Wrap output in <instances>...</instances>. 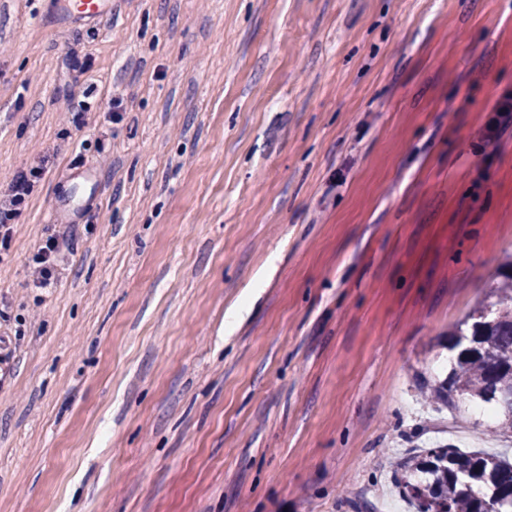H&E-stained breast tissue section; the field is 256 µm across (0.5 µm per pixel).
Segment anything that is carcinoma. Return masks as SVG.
I'll return each mask as SVG.
<instances>
[{
    "label": "carcinoma",
    "mask_w": 512,
    "mask_h": 512,
    "mask_svg": "<svg viewBox=\"0 0 512 512\" xmlns=\"http://www.w3.org/2000/svg\"><path fill=\"white\" fill-rule=\"evenodd\" d=\"M477 316L447 340L453 352L443 378L425 380L420 396L440 407L462 398L493 414L498 432L512 433V260ZM397 485L415 512H512V458L465 451L449 444L428 448L397 465Z\"/></svg>",
    "instance_id": "obj_1"
}]
</instances>
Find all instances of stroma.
Segmentation results:
<instances>
[{"mask_svg": "<svg viewBox=\"0 0 512 512\" xmlns=\"http://www.w3.org/2000/svg\"><path fill=\"white\" fill-rule=\"evenodd\" d=\"M506 93L512 0H0V195L49 158L0 254V512H409L432 438L512 448L414 399L512 256ZM490 112H494V116L485 125L484 137L487 141H494L506 127L512 126V95H502ZM68 265L64 237L48 235L29 262L32 284L35 288H54Z\"/></svg>", "mask_w": 512, "mask_h": 512, "instance_id": "stroma-1", "label": "stroma"}]
</instances>
